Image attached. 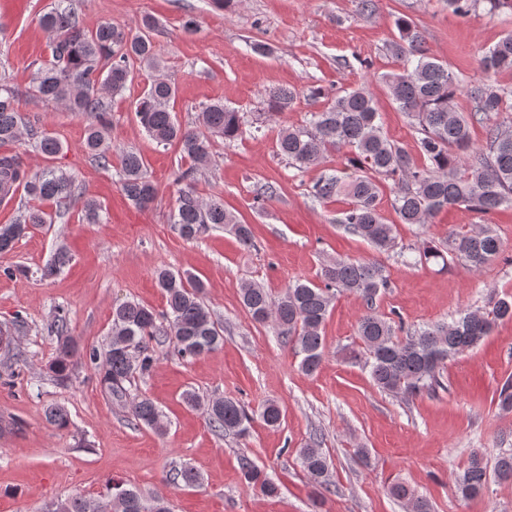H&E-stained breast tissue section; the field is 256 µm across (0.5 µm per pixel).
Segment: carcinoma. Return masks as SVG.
<instances>
[{
	"mask_svg": "<svg viewBox=\"0 0 512 512\" xmlns=\"http://www.w3.org/2000/svg\"><path fill=\"white\" fill-rule=\"evenodd\" d=\"M39 22L51 36V59L37 69L35 90L70 112L92 118L85 149L101 167L106 169L111 163V120L100 94L120 92L136 62L157 72L135 106L138 122L153 140L163 145L177 144L183 156L198 163L209 157L211 137L231 142L244 134L241 112L222 103L206 106L196 129L184 128L175 121L169 104L176 95V86L162 73L151 38L155 27L152 17L144 16L135 31L109 22L86 31L75 9L68 5L43 14ZM394 26L398 38L391 44V53L398 66L381 74L379 80L398 110L420 127L422 163L383 132L377 103L365 86L335 97L322 111L310 113L304 124L284 129L277 141V153L300 171L323 165L333 151L350 150L346 168L324 170L313 186V196L319 200L338 196L349 199L351 207L342 220L345 230L380 253L396 246L395 227L385 223L381 215L378 180L382 178L394 181L393 206L404 224H428L450 206H465L483 215L503 206L512 207V90L490 82L491 75L512 70V33L483 54L481 71L486 83L476 89V112L467 118L455 110L459 80L448 63L427 50L423 34L413 21L398 17ZM294 97L295 92L288 88L269 92L268 117H278ZM17 100L15 90L1 83L0 146L22 138ZM475 123L487 130L484 148L473 142L471 127ZM30 139L45 156H54L63 148L61 141L47 131L32 130ZM120 165L121 191L127 199L139 208L153 203L157 189L147 175L143 158L126 151L120 156ZM193 181L192 168L179 170L175 177L180 189L172 224L179 234L193 240L211 224H230L240 243L250 245V225L240 223L221 201L201 199ZM2 189L23 192L31 204L24 207L18 221L0 224V253L14 249L29 227L54 223L61 216V208L77 197L72 174L54 167L32 173L12 153H0ZM44 202L53 203L55 210L46 211L41 207ZM503 248L502 239L485 224L464 234L449 233L446 246L423 241L414 263L425 265L451 258L476 272L498 257ZM68 261L66 248H58L42 275H54ZM156 279L166 299V310L158 313L132 301L113 308L107 348L102 352L93 348L88 357L103 388L125 403L129 417L159 430L156 405L145 396L128 399L126 383L135 374L151 369L153 344L161 343L163 338L174 337L177 355L187 359L223 345L224 328L202 299V281L189 273L167 269L159 270ZM318 279L317 283L290 284L277 297L260 285L246 283L241 288V302L254 322L273 325L278 339L292 345L299 369L311 375L325 356L322 325L334 299L345 294L360 298L367 311L357 324L358 348L346 351V356L363 362L374 386L394 396L434 390L448 360L478 346L497 324L512 321V293H505L485 308L459 310L448 321L400 338L394 321L375 311L376 298L387 287L384 269L378 262L332 259L322 263ZM55 329L60 344L50 369L64 381L69 378L70 359L77 344L67 335L65 320H58ZM185 401L192 407L204 405L211 429L226 435H248L256 415L269 427L279 426L282 420V411L274 403H266L255 412L232 397L203 404L195 393L188 392ZM46 418L59 429L70 425L69 412L62 406L50 407ZM299 460L310 480L330 489L329 464L319 440L314 438L301 448ZM242 471L247 486L268 497L278 495L279 486L253 463L244 461ZM492 473L502 481L512 479V448L499 452L491 469L481 451L473 452L455 480V493L463 500L481 495ZM169 480L194 486L200 483V475L184 465L170 474ZM390 494L404 501L409 512H431L429 501L404 484L391 486ZM109 506L112 512H172L165 497H147L122 481L112 482V497L108 500L75 495L55 501L51 512H104Z\"/></svg>",
	"mask_w": 512,
	"mask_h": 512,
	"instance_id": "obj_1",
	"label": "carcinoma"
}]
</instances>
